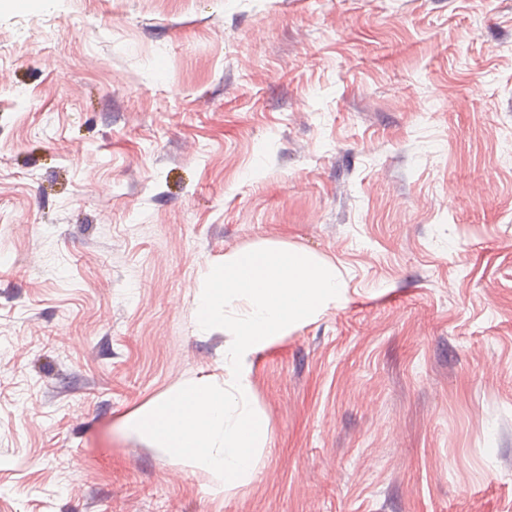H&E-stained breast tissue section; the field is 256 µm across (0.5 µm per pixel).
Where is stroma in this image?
Returning <instances> with one entry per match:
<instances>
[{
	"instance_id": "1",
	"label": "stroma",
	"mask_w": 512,
	"mask_h": 512,
	"mask_svg": "<svg viewBox=\"0 0 512 512\" xmlns=\"http://www.w3.org/2000/svg\"><path fill=\"white\" fill-rule=\"evenodd\" d=\"M263 241L347 291L223 489L117 424ZM0 512H512V0H0Z\"/></svg>"
}]
</instances>
